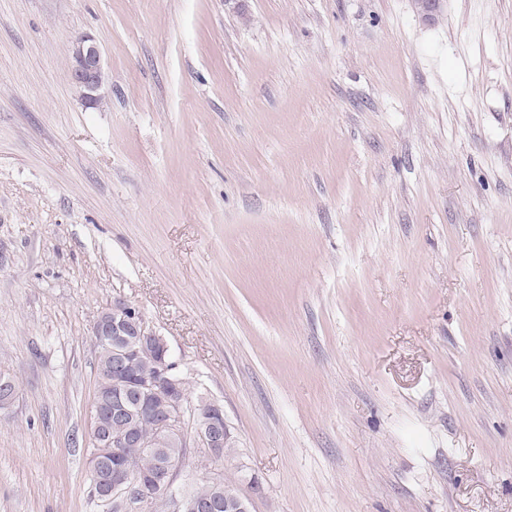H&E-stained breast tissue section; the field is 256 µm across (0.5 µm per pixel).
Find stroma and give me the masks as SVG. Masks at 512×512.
Masks as SVG:
<instances>
[{"instance_id":"stroma-1","label":"stroma","mask_w":512,"mask_h":512,"mask_svg":"<svg viewBox=\"0 0 512 512\" xmlns=\"http://www.w3.org/2000/svg\"><path fill=\"white\" fill-rule=\"evenodd\" d=\"M119 300L237 436L182 487L512 512V0H0V512H104ZM70 60L73 83L86 107L106 105L105 59L95 38L90 35L77 37L71 45ZM89 450V469L91 471V482L94 483V467L97 465L101 471L112 466L115 459L119 457L120 448H113L112 444L106 439L92 437L91 448Z\"/></svg>"}]
</instances>
